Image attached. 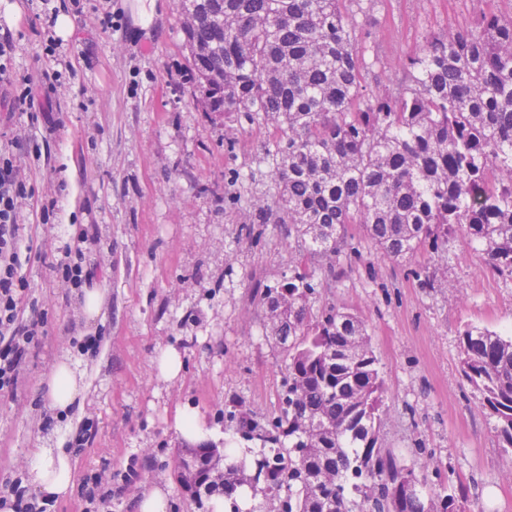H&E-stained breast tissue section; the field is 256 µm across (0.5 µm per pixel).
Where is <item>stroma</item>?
Instances as JSON below:
<instances>
[{
  "instance_id": "obj_1",
  "label": "stroma",
  "mask_w": 512,
  "mask_h": 512,
  "mask_svg": "<svg viewBox=\"0 0 512 512\" xmlns=\"http://www.w3.org/2000/svg\"><path fill=\"white\" fill-rule=\"evenodd\" d=\"M18 2L14 66L34 76L45 67V6ZM83 4L69 41L74 69L50 98L53 129L24 117L16 124L41 149L24 160L36 198L57 201L33 233L63 242L97 225L94 285L104 303L87 320L78 292L32 253L25 315L41 320L44 334L16 393L0 395V484L27 476L31 448L72 440L90 420L88 443L71 451L73 490L47 512H85L91 476L111 482L112 512H132L133 499L154 487L168 490L167 512H206L178 478L190 445L178 416L193 413L201 439L220 448L218 414L230 398L257 412L276 402L287 361L263 333L251 277L277 276L296 248L276 224L263 249L236 239L242 215L224 207V169L249 172L264 134L204 115L185 95L191 68L177 0H158L146 28L138 0ZM101 8L114 31L101 29ZM490 12L512 14V0H377L365 22L383 65L365 72L363 84L394 88L405 54ZM228 138L238 142L232 158ZM347 235L362 258L337 259L338 277L322 299L350 309L370 335L383 377V442L404 452L423 440L446 481L470 487L472 512H512V452L499 447L478 393L463 381L459 348L468 324L512 332V278L493 273L460 234L449 239L447 260L423 251L409 263L383 258L360 225H348ZM413 267L429 272L434 287H419ZM88 336L101 337L100 348L78 354ZM166 349L183 363L171 379L161 374ZM64 354L84 374L85 402L62 415L49 408L44 381Z\"/></svg>"
}]
</instances>
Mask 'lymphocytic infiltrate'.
Wrapping results in <instances>:
<instances>
[{
  "label": "lymphocytic infiltrate",
  "mask_w": 512,
  "mask_h": 512,
  "mask_svg": "<svg viewBox=\"0 0 512 512\" xmlns=\"http://www.w3.org/2000/svg\"><path fill=\"white\" fill-rule=\"evenodd\" d=\"M15 42L0 37V83L6 84L11 112L32 111L37 93H50L61 71L42 70L40 79L12 80ZM25 134L10 130L0 136V393L15 392L23 360L39 343L40 321L25 319L24 304L30 285L22 274L35 242L24 211L47 220L49 205L34 201L22 157L27 151ZM98 237L82 229L68 244L52 252L50 267L62 286L82 289L91 284V256Z\"/></svg>",
  "instance_id": "lymphocytic-infiltrate-1"
}]
</instances>
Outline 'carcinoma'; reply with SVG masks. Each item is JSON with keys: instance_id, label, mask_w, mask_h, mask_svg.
Wrapping results in <instances>:
<instances>
[{"instance_id": "obj_1", "label": "carcinoma", "mask_w": 512, "mask_h": 512, "mask_svg": "<svg viewBox=\"0 0 512 512\" xmlns=\"http://www.w3.org/2000/svg\"><path fill=\"white\" fill-rule=\"evenodd\" d=\"M193 71L189 98L240 127L271 126L245 187L224 171V208L251 206L236 236L264 246L280 224L297 242L288 271L254 281L266 336L288 360L277 405L232 400L224 428L257 447L250 473L216 472L215 445L181 458L200 500L253 512H470L467 485L449 486L420 441L412 463L380 439L383 381L364 323L319 303L361 225L380 254L448 259L461 228L492 269L512 276V16L482 15L403 61L394 92L363 88L369 33L362 0H180ZM463 380L480 394L499 447L512 449V336L474 325L459 335Z\"/></svg>"}]
</instances>
